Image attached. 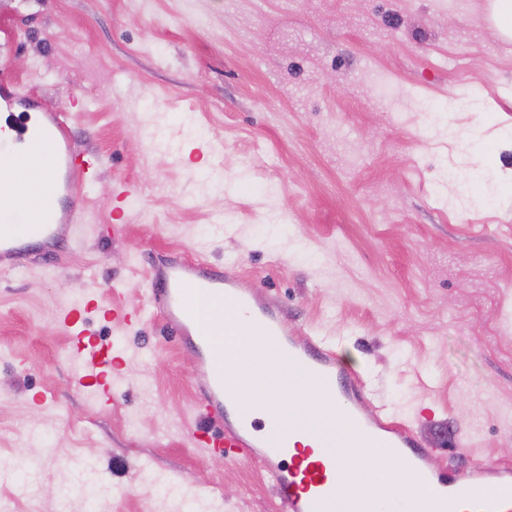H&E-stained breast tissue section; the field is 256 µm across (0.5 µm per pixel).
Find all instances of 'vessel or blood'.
Here are the masks:
<instances>
[{"instance_id":"obj_1","label":"vessel or blood","mask_w":512,"mask_h":512,"mask_svg":"<svg viewBox=\"0 0 512 512\" xmlns=\"http://www.w3.org/2000/svg\"><path fill=\"white\" fill-rule=\"evenodd\" d=\"M0 143L35 146L23 169L0 179V211L14 217L0 225V263H16L73 235L77 202L91 182L97 160L76 146L68 114L39 112L35 101L20 94L12 82L0 84ZM150 297L154 311L193 357L198 414L191 431L194 445L260 462L272 479L281 512H343L340 456L313 458V449L328 445L319 427L292 436L250 423L249 393L241 386L227 387L218 364L219 341L201 320L194 300L204 302L217 320L225 311L247 310L274 356L287 359L294 379L321 389L337 407H348L355 447L368 452L384 449L406 476L429 486L432 512H512L511 467L463 472L431 466V449L405 425L364 413L366 383L341 366L334 342L289 332L282 308L212 265L190 260L160 268L151 280ZM82 313V308H67L59 324L74 343L81 379L98 380L115 362L112 346L86 339L80 327Z\"/></svg>"}]
</instances>
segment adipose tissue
<instances>
[{
  "instance_id": "obj_1",
  "label": "adipose tissue",
  "mask_w": 512,
  "mask_h": 512,
  "mask_svg": "<svg viewBox=\"0 0 512 512\" xmlns=\"http://www.w3.org/2000/svg\"><path fill=\"white\" fill-rule=\"evenodd\" d=\"M224 325L234 327L231 336H221L219 354L227 366L233 383L246 384L250 389L253 401V415L260 418L264 415L263 397L272 387H283L288 374L278 371L277 375L257 372L253 361L258 357L268 356L269 351L261 337L254 335L246 325L243 313L226 312ZM327 415L329 427L339 439H347L348 433L344 422L336 415L334 403L316 399L314 407H307L298 393H290L289 407L281 413L283 429H292L308 420L312 414ZM396 463L383 453L365 455L352 451L347 460L345 474V497L350 501L363 502L372 499L380 490H388L400 502L406 504L411 512H429L431 497L429 488L417 481L408 480L396 483Z\"/></svg>"
}]
</instances>
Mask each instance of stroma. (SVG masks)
<instances>
[{"mask_svg": "<svg viewBox=\"0 0 512 512\" xmlns=\"http://www.w3.org/2000/svg\"><path fill=\"white\" fill-rule=\"evenodd\" d=\"M486 4L0 0V73L101 159L81 242L0 271V512H87L84 485L97 512H277L258 463L190 444L191 355L145 312L150 269L193 256L335 341L436 464L512 466V41ZM116 290L140 322L104 318ZM87 297L107 402L56 323Z\"/></svg>", "mask_w": 512, "mask_h": 512, "instance_id": "1", "label": "stroma"}]
</instances>
